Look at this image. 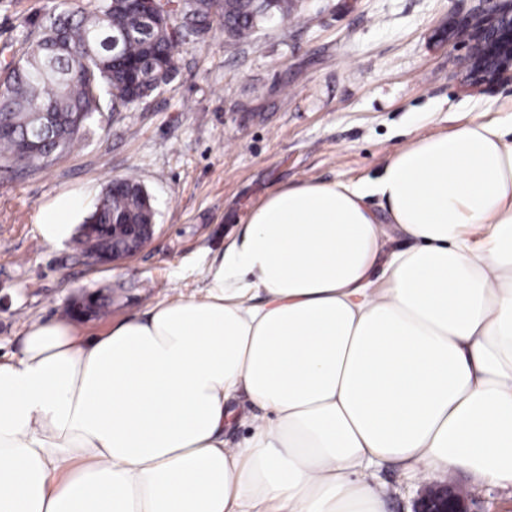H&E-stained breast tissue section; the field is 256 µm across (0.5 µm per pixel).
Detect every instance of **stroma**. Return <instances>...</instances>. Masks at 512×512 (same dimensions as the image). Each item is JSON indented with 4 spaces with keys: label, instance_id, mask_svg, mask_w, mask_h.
Here are the masks:
<instances>
[{
    "label": "stroma",
    "instance_id": "1",
    "mask_svg": "<svg viewBox=\"0 0 512 512\" xmlns=\"http://www.w3.org/2000/svg\"><path fill=\"white\" fill-rule=\"evenodd\" d=\"M64 0H0V67L28 19ZM300 22L274 23L238 42L221 30L178 48L164 92L104 114L46 168L0 166V354L19 353L26 325L71 314L86 293L96 313L75 323L100 334L162 300L202 295L207 270L272 190L305 179L373 181L417 134L453 131L466 113L502 117L512 80L466 89L448 29L478 0H300ZM132 178L155 211L151 241L110 266L72 242L45 244L42 207L77 197L82 224L107 184ZM387 512H415L420 483L394 465L373 472ZM466 487L475 512H512V491Z\"/></svg>",
    "mask_w": 512,
    "mask_h": 512
}]
</instances>
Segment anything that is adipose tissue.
I'll return each instance as SVG.
<instances>
[{"instance_id":"obj_1","label":"adipose tissue","mask_w":512,"mask_h":512,"mask_svg":"<svg viewBox=\"0 0 512 512\" xmlns=\"http://www.w3.org/2000/svg\"><path fill=\"white\" fill-rule=\"evenodd\" d=\"M77 207L41 209L45 244ZM383 464L512 488V124L484 112L377 180L271 191L203 297L0 357V512H384ZM235 406L237 410V420L232 426L224 428V440L228 447H234L242 442L249 434L250 421L253 416L262 414V410L254 404L245 392H240Z\"/></svg>"}]
</instances>
